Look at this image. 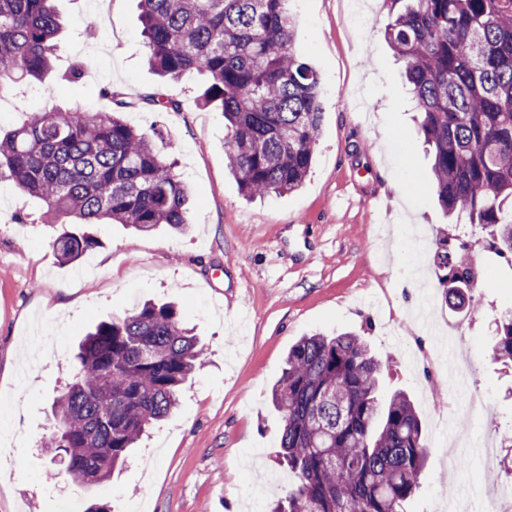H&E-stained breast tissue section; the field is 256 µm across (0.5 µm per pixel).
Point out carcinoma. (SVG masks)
<instances>
[{
	"label": "carcinoma",
	"mask_w": 512,
	"mask_h": 512,
	"mask_svg": "<svg viewBox=\"0 0 512 512\" xmlns=\"http://www.w3.org/2000/svg\"><path fill=\"white\" fill-rule=\"evenodd\" d=\"M55 0H0V82L54 68ZM149 61L173 80L206 76L205 107L224 114V147L246 198L292 192L309 175L322 124L321 81L294 50L291 0H139ZM384 36L405 69L417 123L433 152L432 189L452 218L433 253L445 305L478 307L471 227L512 262V0H390ZM108 111L31 112L0 134V180L75 224L150 233L188 224V193L152 138L122 118L125 97L101 90ZM143 104L175 111L169 98ZM98 241L53 242L72 263ZM495 353L512 364V315L496 323ZM203 348L172 302H146L99 322L81 344L72 381L54 400L40 441L77 487L109 478L129 449L179 405ZM382 362L360 336H306L288 351L272 390L279 448L296 483L272 512H403L425 462L419 415L398 391L378 396Z\"/></svg>",
	"instance_id": "obj_1"
}]
</instances>
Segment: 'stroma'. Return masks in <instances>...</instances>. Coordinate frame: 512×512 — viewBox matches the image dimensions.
Wrapping results in <instances>:
<instances>
[{"label":"stroma","mask_w":512,"mask_h":512,"mask_svg":"<svg viewBox=\"0 0 512 512\" xmlns=\"http://www.w3.org/2000/svg\"><path fill=\"white\" fill-rule=\"evenodd\" d=\"M56 0L63 30L59 59L24 96L0 98L9 130L29 112L53 107L103 110L102 87L138 98L163 90L179 111L136 106L124 117L176 160L189 188L190 224L150 234L120 224H82L99 244L72 264L52 247L63 225L11 182H0V512H58L77 493L112 512H268L295 477L278 462L281 417L271 391L289 349L301 338L351 331L384 363L379 395L397 390L421 420L427 461L404 512H447L449 498L479 507L512 489V468L485 469L478 442L501 448L512 431V366L493 351L494 322L512 310V264L485 252L480 305L442 304L432 266L413 273V256L433 252L447 219L431 188V157L414 121L403 65L381 35L388 0H369L374 25L350 27L345 0H294L296 50L322 80L323 121L315 161L301 188L248 199L224 150V116L201 103L203 78L159 77L148 64L139 0ZM98 27L85 34L89 18ZM93 59L80 78L70 67ZM27 214L19 222L18 214ZM148 299L175 302L205 347L203 364L183 385L175 415L130 449L111 477L73 489L46 486L49 459L38 443L49 408L72 375V358L96 322ZM470 364L485 396L480 413L449 402L437 353ZM452 414L474 442L468 469L449 471L447 438L435 418Z\"/></svg>","instance_id":"stroma-1"}]
</instances>
